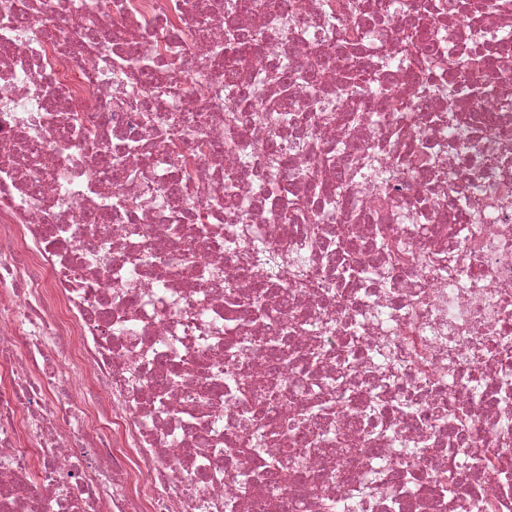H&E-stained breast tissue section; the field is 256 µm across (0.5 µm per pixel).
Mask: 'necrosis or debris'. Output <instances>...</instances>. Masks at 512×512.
<instances>
[{
  "label": "necrosis or debris",
  "mask_w": 512,
  "mask_h": 512,
  "mask_svg": "<svg viewBox=\"0 0 512 512\" xmlns=\"http://www.w3.org/2000/svg\"><path fill=\"white\" fill-rule=\"evenodd\" d=\"M0 369V512H512V0H0Z\"/></svg>",
  "instance_id": "4bbe7bcc"
}]
</instances>
